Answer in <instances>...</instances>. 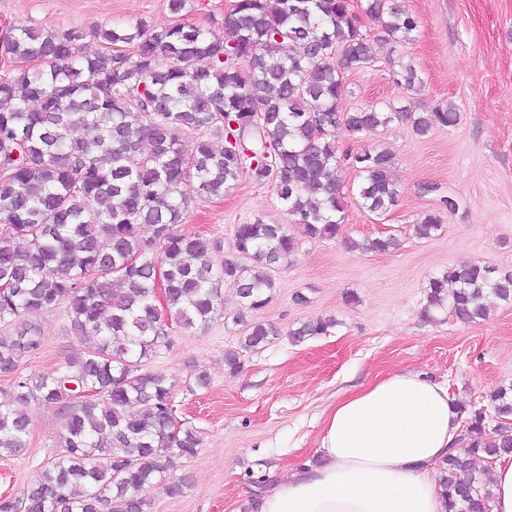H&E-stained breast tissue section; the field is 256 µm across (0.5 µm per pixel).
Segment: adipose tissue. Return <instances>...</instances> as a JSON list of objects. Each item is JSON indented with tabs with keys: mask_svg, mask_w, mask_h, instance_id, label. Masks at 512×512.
<instances>
[{
	"mask_svg": "<svg viewBox=\"0 0 512 512\" xmlns=\"http://www.w3.org/2000/svg\"><path fill=\"white\" fill-rule=\"evenodd\" d=\"M460 414L447 389L395 373L331 407L319 463L289 470L259 512H446L437 467L459 454Z\"/></svg>",
	"mask_w": 512,
	"mask_h": 512,
	"instance_id": "obj_1",
	"label": "adipose tissue"
}]
</instances>
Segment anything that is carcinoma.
Returning <instances> with one entry per match:
<instances>
[{"label":"carcinoma","instance_id":"cac0c4a2","mask_svg":"<svg viewBox=\"0 0 512 512\" xmlns=\"http://www.w3.org/2000/svg\"><path fill=\"white\" fill-rule=\"evenodd\" d=\"M361 11L384 40L411 39L418 22L388 0ZM225 39L178 20L98 27L95 45L74 32L17 25L0 39L11 68L0 74V457L28 450L31 422L21 406L52 408L61 421L58 449L21 494L0 496V512H152L149 489L203 446L201 433L175 425V383L143 368L169 344L172 326L205 329L222 311L224 288L240 310L257 312L275 287L271 272L298 250L285 224L256 218L234 229L237 259L181 228L198 196L222 197L247 176L271 183L288 215L312 238L334 239L344 222L336 129L354 133L409 122L425 136L458 120L451 104L415 112L406 105L338 111L346 74L371 60L370 33L351 0H236L224 14ZM408 91L421 84L398 62ZM95 132L85 138L79 131ZM197 134L186 153L182 136ZM224 145L216 146L215 140ZM360 206L377 215L396 205L394 155L351 156ZM148 229L146 238L142 231ZM441 229L424 214L415 233ZM350 246H397L392 237ZM165 313L156 308L157 277ZM512 303V274L466 264L429 279L427 316L447 308L461 322L488 315L487 295ZM65 305L70 332L93 339L49 374L21 377L22 360L41 350L33 311ZM335 325L318 317L288 332L294 343ZM278 336L250 325L239 349L224 351L231 374L241 352ZM496 424L483 409L465 415L468 455L440 465L446 512H490L492 494L476 479L487 458L512 454V396L491 395Z\"/></svg>","mask_w":512,"mask_h":512}]
</instances>
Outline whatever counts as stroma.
Segmentation results:
<instances>
[{
	"mask_svg": "<svg viewBox=\"0 0 512 512\" xmlns=\"http://www.w3.org/2000/svg\"><path fill=\"white\" fill-rule=\"evenodd\" d=\"M234 0H186L173 15L168 0H0V36L27 24L82 34L92 43L95 26L143 20L165 26L180 20L215 34ZM415 16L410 41H384L370 31L373 59L346 77L339 108L353 112L388 103L422 112L452 103L458 121L420 136L406 123L359 134L338 129L340 150L386 149L396 157V207L375 215L358 204V178L348 164L336 177L345 219L332 240L313 239L293 224L271 184L240 179L223 198L198 197L185 216L188 230L217 241L221 256L234 252L235 225L259 217L287 225L296 254L276 267L272 298L261 311L240 314L232 290L224 313L204 330L173 329L170 343L146 360L175 383L179 421L201 431L198 454L179 467L189 486L171 495L167 482L153 485L154 512H242L255 481L317 462L324 415L336 400L383 376L425 374L452 398L493 413L491 394L512 388V304L487 297L486 320L464 324L450 311L425 318L426 285L432 275L469 262L512 272V0H398ZM415 67L422 85L398 84L396 61ZM455 210H448L446 200ZM439 213L442 229L417 238L422 214ZM392 236L397 249L361 253L348 241ZM333 317L327 334L302 343L287 333L316 317ZM45 338L25 358L23 376L53 371L60 360L85 349L72 336L64 307L33 313ZM279 331L265 347L241 355L243 369L229 374L224 352L236 347L249 325ZM207 374L208 389L195 388ZM30 447L20 458H0V495H19L57 446L60 420L54 410L29 404Z\"/></svg>",
	"mask_w": 512,
	"mask_h": 512,
	"instance_id": "1",
	"label": "stroma"
}]
</instances>
